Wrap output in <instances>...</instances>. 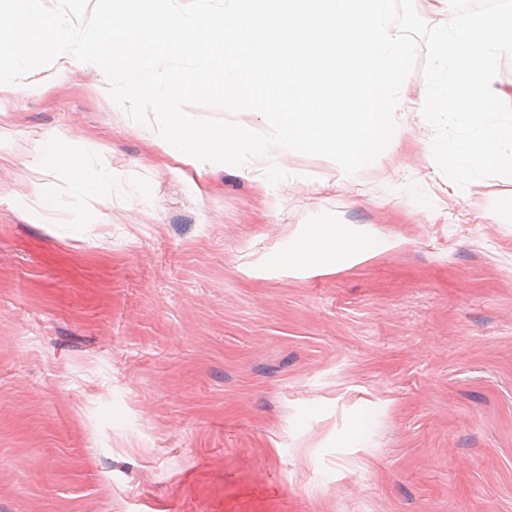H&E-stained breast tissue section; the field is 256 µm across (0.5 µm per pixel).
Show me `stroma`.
<instances>
[{
	"label": "stroma",
	"instance_id": "stroma-1",
	"mask_svg": "<svg viewBox=\"0 0 512 512\" xmlns=\"http://www.w3.org/2000/svg\"><path fill=\"white\" fill-rule=\"evenodd\" d=\"M51 72L0 104V512H512V181L451 190L416 119L352 175L198 172ZM48 131L111 206L33 170ZM324 216L394 246L283 267Z\"/></svg>",
	"mask_w": 512,
	"mask_h": 512
}]
</instances>
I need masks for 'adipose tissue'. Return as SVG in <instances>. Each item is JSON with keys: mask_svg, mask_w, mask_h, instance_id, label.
<instances>
[{"mask_svg": "<svg viewBox=\"0 0 512 512\" xmlns=\"http://www.w3.org/2000/svg\"><path fill=\"white\" fill-rule=\"evenodd\" d=\"M62 141V136L46 134L41 153L34 163L35 168L50 169L70 181L77 194L85 196L93 203L110 205L111 199L105 186L112 177L111 171L103 169L97 176H87L82 158L75 151H63ZM391 246L389 240L341 232L335 225L322 220L312 225L308 236L290 241L283 262L291 268L322 271L361 261L386 251Z\"/></svg>", "mask_w": 512, "mask_h": 512, "instance_id": "ef3b65f1", "label": "adipose tissue"}]
</instances>
